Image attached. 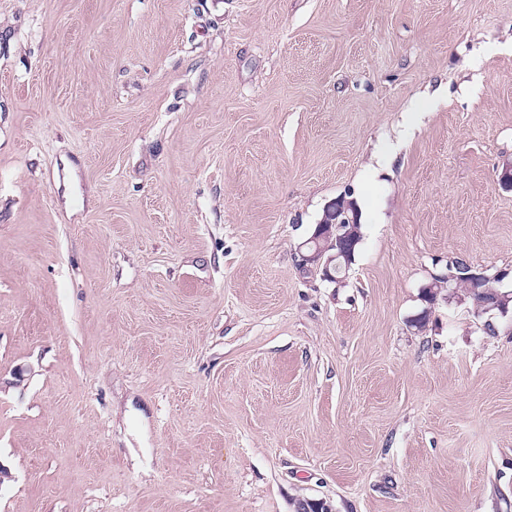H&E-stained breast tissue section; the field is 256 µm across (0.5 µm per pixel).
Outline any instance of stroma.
Listing matches in <instances>:
<instances>
[{"label": "stroma", "instance_id": "stroma-1", "mask_svg": "<svg viewBox=\"0 0 512 512\" xmlns=\"http://www.w3.org/2000/svg\"><path fill=\"white\" fill-rule=\"evenodd\" d=\"M509 164L512 0H0V512H512ZM348 210H350L348 202L344 198H337L336 201L328 205L322 223L316 224L311 237L303 245L307 246L312 243L315 249L312 252L306 250L305 253H302L301 265L314 264L316 266L315 269L321 271L323 278L330 282L336 281V277L332 273V270H336V258L340 255L345 256V258L347 256L348 258L351 256L352 250L354 256L361 240V235L356 234L358 242L354 246V240L350 238L357 233L354 228L340 234L345 225L353 224V220L347 217ZM332 234L336 235L335 243H337L336 247L339 249V253L326 255L328 247H322L320 241ZM468 265L469 264L465 260L459 258H455L449 261L448 275L453 274L457 277V279L460 280L459 283L453 282V286L456 288L452 287V284L448 277L435 276L433 277V281L431 282V284L424 287L423 300L429 304H434L442 288H448V291H452L450 290V288H452L455 290V292L454 295H448V302L450 301V299H462L463 297L469 299L475 308L480 306L481 309H484L492 305V303H488L487 305H482V303H485L489 301L491 298H493V291H500L502 293L510 292V290L499 288V284L503 286L502 282L505 278L503 272H498L495 274V277H499L498 283L497 280H490L482 268H478L475 266H471L473 272L470 275V280L472 288L478 289L473 290L472 288H469V286L466 284V277L470 272L468 269ZM488 280H490L488 282V285L493 288H489L487 285H485Z\"/></svg>", "mask_w": 512, "mask_h": 512}]
</instances>
